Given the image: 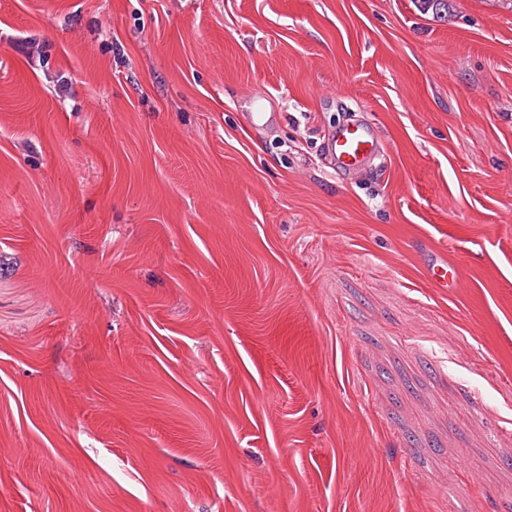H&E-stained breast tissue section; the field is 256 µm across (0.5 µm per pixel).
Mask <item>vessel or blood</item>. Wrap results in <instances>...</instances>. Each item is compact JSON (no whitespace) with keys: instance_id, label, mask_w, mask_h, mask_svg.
I'll list each match as a JSON object with an SVG mask.
<instances>
[{"instance_id":"b4317fda","label":"vessel or blood","mask_w":512,"mask_h":512,"mask_svg":"<svg viewBox=\"0 0 512 512\" xmlns=\"http://www.w3.org/2000/svg\"><path fill=\"white\" fill-rule=\"evenodd\" d=\"M326 150L334 168L345 175L360 171L381 152L380 142L369 125L351 123L336 127L327 138ZM429 283L436 288H458L462 285L460 271L449 265L447 258L423 262Z\"/></svg>"}]
</instances>
